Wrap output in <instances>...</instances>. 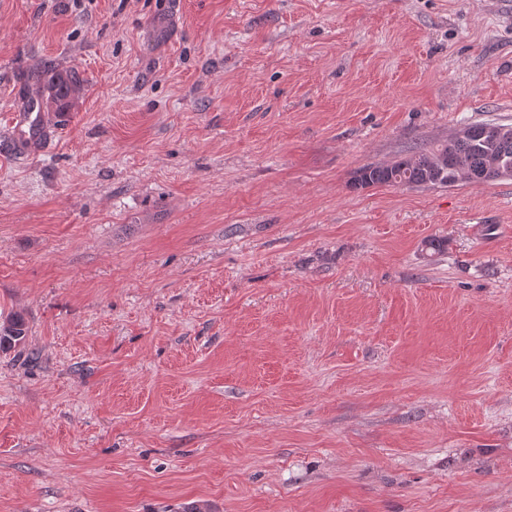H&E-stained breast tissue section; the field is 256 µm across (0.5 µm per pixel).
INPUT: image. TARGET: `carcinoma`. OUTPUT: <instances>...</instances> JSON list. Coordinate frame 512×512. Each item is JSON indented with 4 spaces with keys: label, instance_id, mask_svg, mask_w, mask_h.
Returning a JSON list of instances; mask_svg holds the SVG:
<instances>
[{
    "label": "carcinoma",
    "instance_id": "obj_1",
    "mask_svg": "<svg viewBox=\"0 0 512 512\" xmlns=\"http://www.w3.org/2000/svg\"><path fill=\"white\" fill-rule=\"evenodd\" d=\"M82 79L71 70L53 74L46 84V104L50 107L72 100ZM499 129L496 141L488 140V129ZM464 136H452L445 143L416 149L410 156L392 164L366 165L358 172L357 182L364 187L444 186L487 183L497 180L493 160L512 161V126L472 123L463 126ZM26 335L23 318L12 316L0 323V349L22 342Z\"/></svg>",
    "mask_w": 512,
    "mask_h": 512
}]
</instances>
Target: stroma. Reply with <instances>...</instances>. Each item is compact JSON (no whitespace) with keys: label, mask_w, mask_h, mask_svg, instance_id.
<instances>
[{"label":"stroma","mask_w":512,"mask_h":512,"mask_svg":"<svg viewBox=\"0 0 512 512\" xmlns=\"http://www.w3.org/2000/svg\"><path fill=\"white\" fill-rule=\"evenodd\" d=\"M471 122L512 0H0V512H512V178L354 185ZM83 80L75 70H70L65 74H52L46 84L45 100L51 108L56 106L54 112H59L58 103L68 100L71 101L80 90ZM44 96L41 102L44 101ZM26 106L13 116V125L16 139L27 148L38 147L44 144L49 134V126L45 114L39 112V107L31 108L30 100L25 99ZM26 335V327L23 318L12 316L0 324V349L7 345L22 342Z\"/></svg>","instance_id":"1"}]
</instances>
